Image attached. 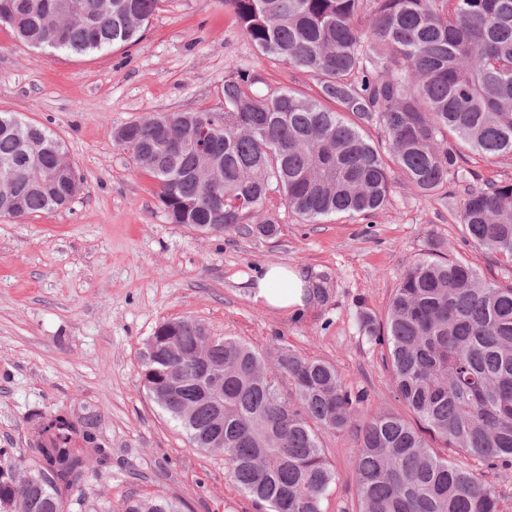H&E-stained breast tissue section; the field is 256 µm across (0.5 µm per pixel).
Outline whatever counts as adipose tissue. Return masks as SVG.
<instances>
[{
  "label": "adipose tissue",
  "mask_w": 512,
  "mask_h": 512,
  "mask_svg": "<svg viewBox=\"0 0 512 512\" xmlns=\"http://www.w3.org/2000/svg\"><path fill=\"white\" fill-rule=\"evenodd\" d=\"M311 283L303 269L269 263L247 280L254 302L286 314L304 311L310 302Z\"/></svg>",
  "instance_id": "obj_1"
}]
</instances>
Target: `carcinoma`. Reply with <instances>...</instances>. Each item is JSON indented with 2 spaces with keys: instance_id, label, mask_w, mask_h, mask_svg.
Instances as JSON below:
<instances>
[{
  "instance_id": "obj_1",
  "label": "carcinoma",
  "mask_w": 512,
  "mask_h": 512,
  "mask_svg": "<svg viewBox=\"0 0 512 512\" xmlns=\"http://www.w3.org/2000/svg\"><path fill=\"white\" fill-rule=\"evenodd\" d=\"M166 0H0L22 43L83 55L127 45ZM258 53L312 75L317 97L286 88L259 96L255 70L224 80V111L152 115L116 143L157 180L172 224L199 232L276 233L275 194L303 220L366 217L405 178L418 194L465 179L463 152L512 156V0H224ZM216 133L208 161L200 119ZM378 127L381 152L361 133ZM171 141L182 148L172 152ZM0 215L26 219L65 207L79 189L73 161L49 130L0 112ZM466 242L512 265V181L468 187L456 214ZM381 346L406 413L372 409L333 364L288 350L265 360L247 344L209 335L189 318L162 323L143 386L192 447L224 457L231 482L258 512H324L335 475L326 434L355 429V512H502L492 477L512 468V284L430 254L403 275L384 320L358 317ZM223 367L203 383L190 356ZM179 382L178 398L165 391ZM288 381L285 394L280 383ZM223 394L224 411L212 390ZM36 466L22 475L0 448V512H67L89 458L107 456L97 415L37 413ZM119 512H179L163 496Z\"/></svg>"
}]
</instances>
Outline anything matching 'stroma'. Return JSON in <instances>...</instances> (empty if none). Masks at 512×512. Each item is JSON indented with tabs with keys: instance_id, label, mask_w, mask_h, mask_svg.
Segmentation results:
<instances>
[{
	"instance_id": "stroma-1",
	"label": "stroma",
	"mask_w": 512,
	"mask_h": 512,
	"mask_svg": "<svg viewBox=\"0 0 512 512\" xmlns=\"http://www.w3.org/2000/svg\"><path fill=\"white\" fill-rule=\"evenodd\" d=\"M241 69L259 71L261 96L317 91L309 74L261 58L220 0H166L135 44L86 55L29 47L0 26V112L53 131L81 178L64 209L0 217V448L27 465L31 413H95L109 461L89 467L91 501L161 495L181 512H257L223 458L190 447L144 389L146 342L162 322L196 319L266 359L287 349L332 363L373 408L399 413L359 312L383 315L408 267L447 248L482 279L512 283L465 244L454 179L444 198L397 180L389 205L364 219L307 224L277 203L271 237L253 233L251 218L224 234L169 223L156 181L114 134L157 113L223 110L224 80ZM269 262L306 270L321 296L296 316L254 303L240 280ZM322 446L336 474L324 508L352 512L356 435H327Z\"/></svg>"
}]
</instances>
